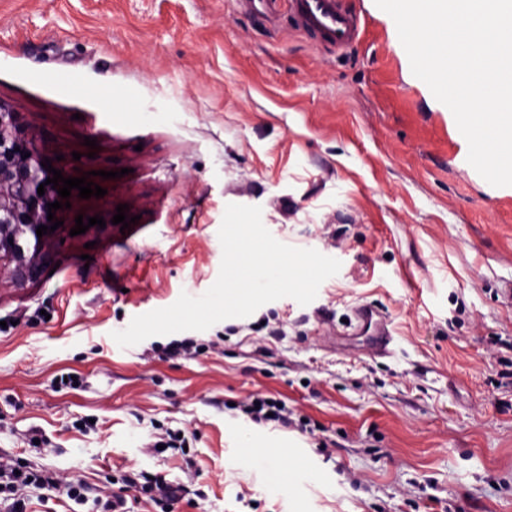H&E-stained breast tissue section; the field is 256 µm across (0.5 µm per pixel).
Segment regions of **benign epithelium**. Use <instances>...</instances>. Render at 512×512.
I'll list each match as a JSON object with an SVG mask.
<instances>
[{
	"mask_svg": "<svg viewBox=\"0 0 512 512\" xmlns=\"http://www.w3.org/2000/svg\"><path fill=\"white\" fill-rule=\"evenodd\" d=\"M53 177L42 166L35 135L18 113L0 104V272H9L22 286L38 280L51 260L48 235L37 236L39 226H51L48 204L58 190L41 183Z\"/></svg>",
	"mask_w": 512,
	"mask_h": 512,
	"instance_id": "obj_1",
	"label": "benign epithelium"
}]
</instances>
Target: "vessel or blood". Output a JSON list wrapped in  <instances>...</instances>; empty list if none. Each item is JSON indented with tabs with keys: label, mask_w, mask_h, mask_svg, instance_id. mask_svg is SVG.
Wrapping results in <instances>:
<instances>
[{
	"label": "vessel or blood",
	"mask_w": 512,
	"mask_h": 512,
	"mask_svg": "<svg viewBox=\"0 0 512 512\" xmlns=\"http://www.w3.org/2000/svg\"><path fill=\"white\" fill-rule=\"evenodd\" d=\"M246 12L278 22L280 4H287L295 27L314 37L320 44L344 51L356 43L362 23L347 5V0H236ZM353 333L364 338L367 351L387 355L392 351L394 335L391 322L382 311L370 304L354 311Z\"/></svg>",
	"instance_id": "vessel-or-blood-1"
}]
</instances>
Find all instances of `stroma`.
<instances>
[{
	"mask_svg": "<svg viewBox=\"0 0 512 512\" xmlns=\"http://www.w3.org/2000/svg\"><path fill=\"white\" fill-rule=\"evenodd\" d=\"M349 5L364 36L329 54L235 0H0V102L105 190L56 210L53 274L0 285V454L95 490L185 483L166 512H512V186L468 163L392 17ZM230 203L338 274L308 305L120 348L134 316L214 284ZM80 215L107 225L72 235ZM361 304L392 354L347 335ZM257 397L288 412L255 441L308 473L294 496L238 446ZM170 432L185 449L146 451ZM125 488H135L155 504L182 500L188 493L182 484L168 482L165 477L144 472H129L123 478Z\"/></svg>",
	"mask_w": 512,
	"mask_h": 512,
	"instance_id": "stroma-1",
	"label": "stroma"
}]
</instances>
